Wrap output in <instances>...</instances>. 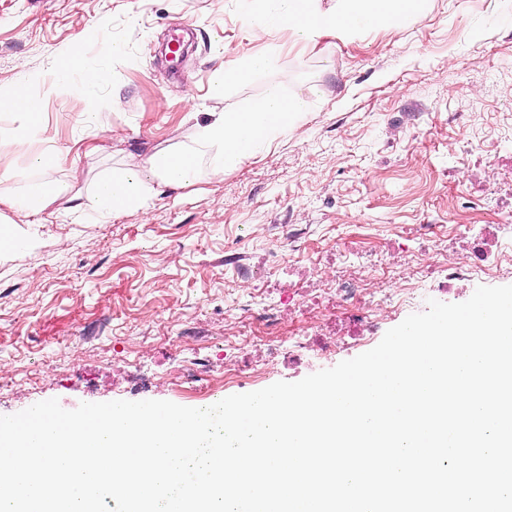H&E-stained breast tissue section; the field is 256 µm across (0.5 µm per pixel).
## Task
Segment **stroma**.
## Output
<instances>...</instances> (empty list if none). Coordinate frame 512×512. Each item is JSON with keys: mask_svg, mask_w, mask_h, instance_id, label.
<instances>
[{"mask_svg": "<svg viewBox=\"0 0 512 512\" xmlns=\"http://www.w3.org/2000/svg\"><path fill=\"white\" fill-rule=\"evenodd\" d=\"M427 8L307 48L283 30L254 36L240 0H0V85L30 83L44 101L36 145L61 157L44 182L74 174L87 195L113 165L189 144L188 113L236 111L272 86L309 100L296 132L223 177L163 190L105 224L58 212L21 225L34 248L0 258V415L51 398L67 410L150 399L196 408L205 392L222 399L333 367L312 353L288 365L244 341V310L280 313L288 331L312 321L321 335H351L344 313L312 309L310 298L333 287L339 267L368 279L364 251L423 293L427 264L449 257L483 247L511 266L512 249L490 233L448 229L512 216V0ZM178 29L189 49L171 62L162 47ZM115 41L123 58L109 54ZM70 50L106 81L46 94L36 78ZM260 52L273 60L265 73L212 90L214 70ZM94 110L117 139L83 128ZM289 224L302 228L295 249ZM291 285L304 296L280 302ZM234 369L257 379L225 382Z\"/></svg>", "mask_w": 512, "mask_h": 512, "instance_id": "35a3bbf8", "label": "stroma"}]
</instances>
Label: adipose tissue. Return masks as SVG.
<instances>
[{
    "mask_svg": "<svg viewBox=\"0 0 512 512\" xmlns=\"http://www.w3.org/2000/svg\"><path fill=\"white\" fill-rule=\"evenodd\" d=\"M286 8L277 17L266 15L253 0H247L244 18L255 35L272 28L288 29L295 41L313 45L320 38H348L354 31L374 28L387 21H403L419 15L425 0H336L326 9L321 0H285ZM308 110L303 95H283L270 87L254 104L235 112L211 113L209 121L195 124L193 140L208 150L209 174L223 177L243 159L274 137L297 129ZM0 112L16 116L18 123L0 128V156L31 146L40 129L43 101L27 92L24 82L0 87ZM200 179L196 151L169 148L123 164L101 176L91 195L75 192L70 181L38 184L29 192H17L13 177L0 175V256L29 242L18 231L22 224H40L53 205L74 204L86 217L102 222L110 217L146 208L161 189H180Z\"/></svg>",
    "mask_w": 512,
    "mask_h": 512,
    "instance_id": "1",
    "label": "adipose tissue"
}]
</instances>
